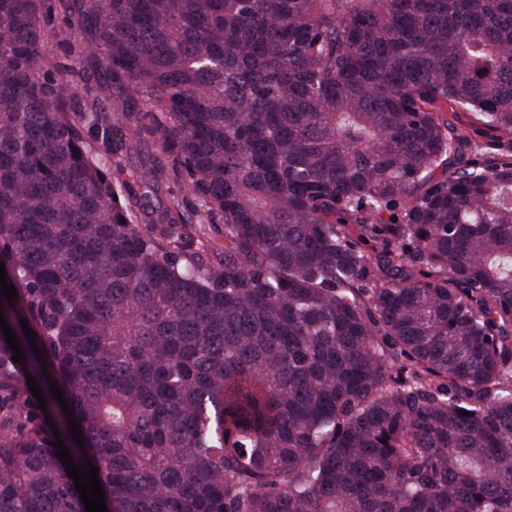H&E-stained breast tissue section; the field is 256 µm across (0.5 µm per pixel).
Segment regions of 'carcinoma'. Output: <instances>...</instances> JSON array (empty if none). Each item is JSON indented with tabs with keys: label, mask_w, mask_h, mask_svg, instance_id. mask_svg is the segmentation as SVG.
Here are the masks:
<instances>
[{
	"label": "carcinoma",
	"mask_w": 512,
	"mask_h": 512,
	"mask_svg": "<svg viewBox=\"0 0 512 512\" xmlns=\"http://www.w3.org/2000/svg\"><path fill=\"white\" fill-rule=\"evenodd\" d=\"M458 109L512 147V0H0V512H86L48 372L108 512H512V151L448 171Z\"/></svg>",
	"instance_id": "cac0c4a2"
}]
</instances>
